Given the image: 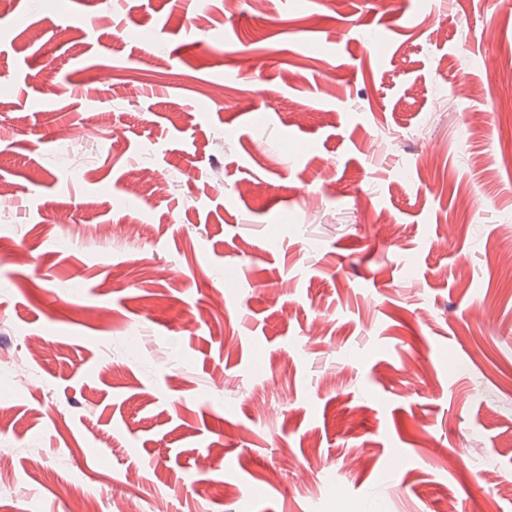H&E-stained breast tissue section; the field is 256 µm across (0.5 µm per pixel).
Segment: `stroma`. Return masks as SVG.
<instances>
[{
	"label": "stroma",
	"instance_id": "35a3bbf8",
	"mask_svg": "<svg viewBox=\"0 0 512 512\" xmlns=\"http://www.w3.org/2000/svg\"><path fill=\"white\" fill-rule=\"evenodd\" d=\"M510 50L512 0H0V512H512Z\"/></svg>",
	"mask_w": 512,
	"mask_h": 512
}]
</instances>
